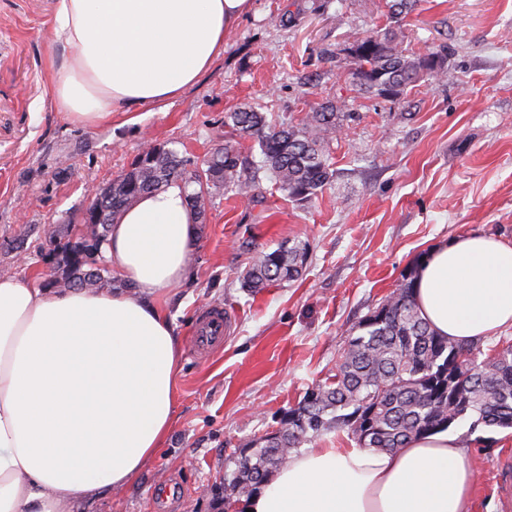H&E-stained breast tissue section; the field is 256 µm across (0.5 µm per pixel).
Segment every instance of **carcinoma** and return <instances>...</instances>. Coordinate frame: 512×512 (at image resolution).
<instances>
[{
	"label": "carcinoma",
	"instance_id": "obj_1",
	"mask_svg": "<svg viewBox=\"0 0 512 512\" xmlns=\"http://www.w3.org/2000/svg\"><path fill=\"white\" fill-rule=\"evenodd\" d=\"M417 0H391L390 25L365 36L351 52L355 76L364 88L396 103L408 88L443 71V55H407L399 47L398 30ZM347 113L327 101L307 113L298 125L275 127L266 115L239 108L228 113L237 136L258 144L261 164L250 181L241 179L249 161L237 142L228 140L187 169L178 152L154 147L141 154L112 189L99 223L90 225L82 249L63 277L46 288L100 287L106 282L101 248L111 225L142 195L173 181L189 189L195 213L206 215L214 191H252L259 174L271 175L295 201H308L331 185L330 142ZM306 265V247L298 244L260 255L243 274L250 291L277 281H296ZM348 337L342 362L331 381L309 388L296 406L284 412L280 427L240 450L236 469L224 476V498L238 501L260 490L291 455L327 434L347 432L361 448L397 451L409 440L450 428L474 417L478 426L512 428V344L482 355L469 343L458 344L436 334L420 314L410 276L403 277L383 304L360 322Z\"/></svg>",
	"mask_w": 512,
	"mask_h": 512
}]
</instances>
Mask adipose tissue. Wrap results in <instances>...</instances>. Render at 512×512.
<instances>
[{"label": "adipose tissue", "mask_w": 512, "mask_h": 512, "mask_svg": "<svg viewBox=\"0 0 512 512\" xmlns=\"http://www.w3.org/2000/svg\"><path fill=\"white\" fill-rule=\"evenodd\" d=\"M252 0H55L66 56L51 97L96 126L193 86ZM198 239L181 184L111 225L120 288H43L0 277V512H73L128 485L172 424L180 344L156 299L184 282ZM421 316L465 344L512 327V245L464 235L433 246L413 279ZM470 454L439 431L389 453L308 448L244 502L248 512H467Z\"/></svg>", "instance_id": "ef3b65f1"}]
</instances>
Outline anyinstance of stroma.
Returning <instances> with one entry per match:
<instances>
[{"mask_svg": "<svg viewBox=\"0 0 512 512\" xmlns=\"http://www.w3.org/2000/svg\"><path fill=\"white\" fill-rule=\"evenodd\" d=\"M388 0H253L224 51L175 100L92 127L51 107L54 0H0V277L43 282L49 252L77 236L95 192L153 147L202 162L252 108L299 123L333 100L349 114L330 145L331 186L295 202L261 178L214 196L189 276L159 302L181 342L175 413L157 455L125 488L80 512H229L222 487L239 450L279 426L314 383L332 378L348 337L438 242L512 243V0H418L400 28L406 54L444 51L445 71L393 104L360 89L349 49L384 25ZM337 48L332 59L323 47ZM308 248L302 278L246 291L259 254ZM235 322L223 351L191 349L197 314ZM470 452L469 512H507L501 468L512 429L450 428Z\"/></svg>", "mask_w": 512, "mask_h": 512, "instance_id": "35a3bbf8", "label": "stroma"}]
</instances>
